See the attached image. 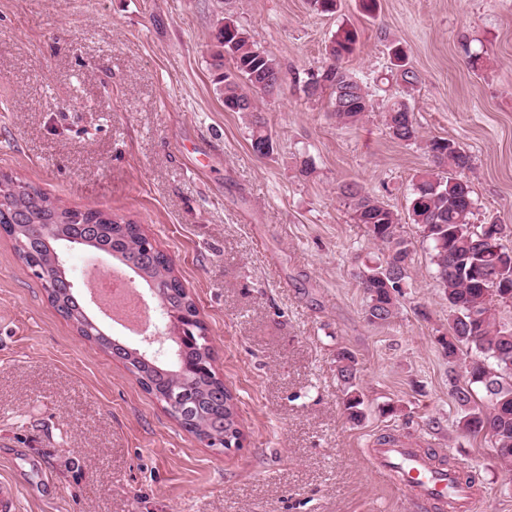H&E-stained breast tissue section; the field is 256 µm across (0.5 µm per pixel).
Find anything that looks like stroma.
<instances>
[{
	"mask_svg": "<svg viewBox=\"0 0 512 512\" xmlns=\"http://www.w3.org/2000/svg\"><path fill=\"white\" fill-rule=\"evenodd\" d=\"M233 20L281 64L259 96L275 150L225 109L214 34ZM342 27L371 94L341 126L307 98ZM416 83V143L391 138V47ZM472 156L474 223L512 246V0H0V171L76 209L139 224L171 259L237 400L245 439L228 451L186 432L110 353L48 301L0 235V484L11 512H442L379 475L380 437L472 476L477 512H512V473L458 426L436 338L448 303L405 219L432 137ZM312 159L309 175L300 169ZM357 182L402 215L415 244L395 322L369 323L360 273L380 255L339 193ZM354 352L365 416L344 414L336 352Z\"/></svg>",
	"mask_w": 512,
	"mask_h": 512,
	"instance_id": "stroma-1",
	"label": "stroma"
}]
</instances>
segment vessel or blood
I'll return each instance as SVG.
<instances>
[{
	"instance_id": "b4317fda",
	"label": "vessel or blood",
	"mask_w": 512,
	"mask_h": 512,
	"mask_svg": "<svg viewBox=\"0 0 512 512\" xmlns=\"http://www.w3.org/2000/svg\"><path fill=\"white\" fill-rule=\"evenodd\" d=\"M368 456L377 472L391 480L404 496L421 501L448 496L453 499L456 512H468L471 494L456 473L433 469L415 449L377 444L369 448Z\"/></svg>"
}]
</instances>
